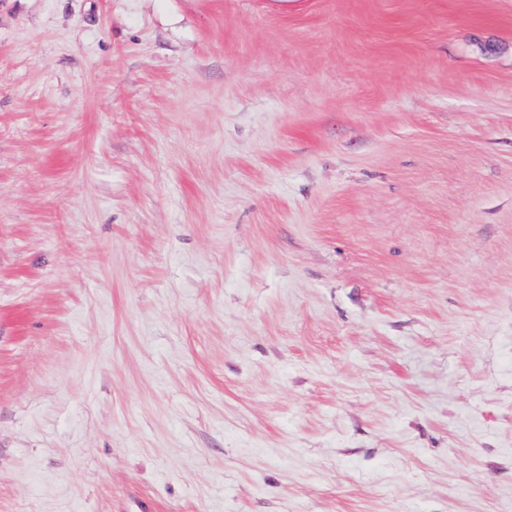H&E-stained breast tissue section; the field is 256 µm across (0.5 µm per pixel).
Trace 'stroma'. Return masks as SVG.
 Here are the masks:
<instances>
[{
	"mask_svg": "<svg viewBox=\"0 0 512 512\" xmlns=\"http://www.w3.org/2000/svg\"><path fill=\"white\" fill-rule=\"evenodd\" d=\"M0 512H512V0H0Z\"/></svg>",
	"mask_w": 512,
	"mask_h": 512,
	"instance_id": "1",
	"label": "stroma"
}]
</instances>
